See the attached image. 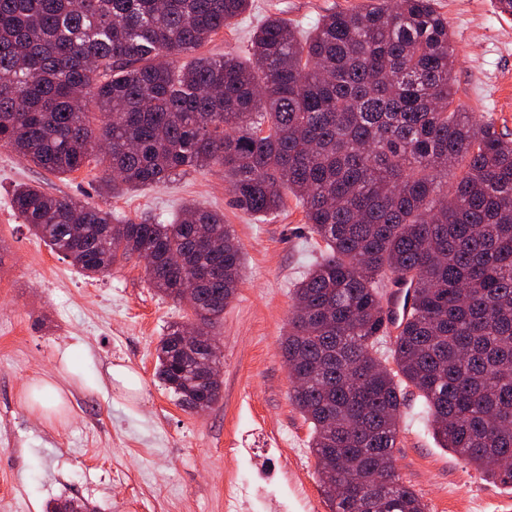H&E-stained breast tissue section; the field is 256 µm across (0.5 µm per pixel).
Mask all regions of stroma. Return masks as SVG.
Returning <instances> with one entry per match:
<instances>
[{"label":"stroma","instance_id":"stroma-1","mask_svg":"<svg viewBox=\"0 0 512 512\" xmlns=\"http://www.w3.org/2000/svg\"><path fill=\"white\" fill-rule=\"evenodd\" d=\"M362 2L251 0L201 52L246 54L253 31L274 12L307 36L323 15ZM436 7L456 49V102L512 138V16L494 0H436ZM103 175L94 161L54 175L0 148V512H44L64 498L95 512H225V486L248 479L257 460L274 473L250 482L245 512H332L280 351L294 288L324 248L303 206L290 197L280 213H245L217 167L116 198L103 192ZM21 182L126 219L166 223L188 203L223 213L244 265L213 331L221 352L216 404L183 409L155 375L156 346L169 325L186 320L187 306L152 288L135 258L84 276L13 210ZM111 365L130 371L134 387L109 382ZM41 379L62 388L65 406L29 401L27 387ZM401 411L396 468L427 512H512L511 486L439 447L417 393L405 391Z\"/></svg>","mask_w":512,"mask_h":512}]
</instances>
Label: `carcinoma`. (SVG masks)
<instances>
[{"instance_id":"cac0c4a2","label":"carcinoma","mask_w":512,"mask_h":512,"mask_svg":"<svg viewBox=\"0 0 512 512\" xmlns=\"http://www.w3.org/2000/svg\"><path fill=\"white\" fill-rule=\"evenodd\" d=\"M250 0H0V147L56 175L94 157L116 196L208 167L236 206L304 208L321 259L294 289L281 343L291 400L312 424L333 512H426L396 471L403 390L443 448L512 484V140L453 106L454 46L434 0H366L304 38L281 14L249 57L199 49ZM462 167L452 190L448 171ZM12 207L88 277L150 256L149 283L214 328L242 279L224 215L187 205L132 221L32 184ZM411 305L393 363L385 280ZM171 325L156 376L192 411L213 339Z\"/></svg>"}]
</instances>
